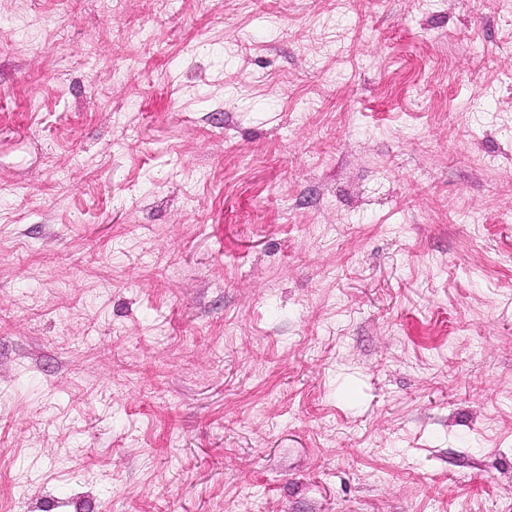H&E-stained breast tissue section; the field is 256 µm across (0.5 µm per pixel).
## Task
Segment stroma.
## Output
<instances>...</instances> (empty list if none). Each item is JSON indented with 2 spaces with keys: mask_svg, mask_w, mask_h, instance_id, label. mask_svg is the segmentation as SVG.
I'll use <instances>...</instances> for the list:
<instances>
[{
  "mask_svg": "<svg viewBox=\"0 0 512 512\" xmlns=\"http://www.w3.org/2000/svg\"><path fill=\"white\" fill-rule=\"evenodd\" d=\"M0 512H512V0H0Z\"/></svg>",
  "mask_w": 512,
  "mask_h": 512,
  "instance_id": "35a3bbf8",
  "label": "stroma"
}]
</instances>
